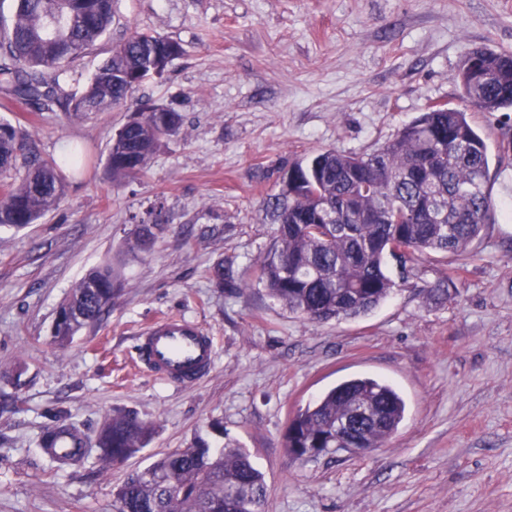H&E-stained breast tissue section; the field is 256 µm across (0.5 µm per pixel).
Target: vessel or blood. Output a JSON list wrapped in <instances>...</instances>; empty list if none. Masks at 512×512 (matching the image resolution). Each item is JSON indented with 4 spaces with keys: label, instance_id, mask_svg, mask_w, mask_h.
I'll list each match as a JSON object with an SVG mask.
<instances>
[{
    "label": "vessel or blood",
    "instance_id": "vessel-or-blood-1",
    "mask_svg": "<svg viewBox=\"0 0 512 512\" xmlns=\"http://www.w3.org/2000/svg\"><path fill=\"white\" fill-rule=\"evenodd\" d=\"M138 351L147 371L172 384L198 379L216 355L211 337L179 317L151 326L140 336Z\"/></svg>",
    "mask_w": 512,
    "mask_h": 512
}]
</instances>
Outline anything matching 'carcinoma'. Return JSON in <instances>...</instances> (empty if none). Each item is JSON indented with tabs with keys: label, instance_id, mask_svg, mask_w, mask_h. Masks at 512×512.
Segmentation results:
<instances>
[{
	"label": "carcinoma",
	"instance_id": "cac0c4a2",
	"mask_svg": "<svg viewBox=\"0 0 512 512\" xmlns=\"http://www.w3.org/2000/svg\"><path fill=\"white\" fill-rule=\"evenodd\" d=\"M114 0H13V16L0 29V91L39 112L60 110L69 118L124 107L136 121L128 137L113 141L106 161L112 181L143 175L163 139L177 134L181 113L133 99L152 73L163 77L184 54L182 45L134 30L112 47L79 93H67L60 76L110 29ZM484 78L462 77L463 98L480 112L512 108V53L484 50ZM31 151L28 131L0 121V174ZM85 155L68 145L59 159L31 161L20 178L0 182V226L34 224L55 210L67 186L61 167L79 170ZM293 178L265 202L275 225L259 261V281L292 314L327 323L365 315L384 302L396 283L385 272L389 242L406 248L404 264L422 255L465 253L492 220L490 162L483 136L467 113L446 105L425 110L379 150L353 154L320 151L290 165ZM153 239L140 227L127 251H147ZM218 288L243 289L218 264ZM124 283L107 260L90 269L57 313L54 341L70 342L112 307ZM405 404L389 383L374 378L346 381L306 407L288 425L287 448H315L317 455L351 446L366 454L394 435ZM152 437L151 426L117 412L77 457L95 451L109 468L136 456ZM263 474L249 455L229 443L213 448L198 436L175 453L132 474L114 493L113 512H260Z\"/></svg>",
	"mask_w": 512,
	"mask_h": 512
}]
</instances>
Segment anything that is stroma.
Listing matches in <instances>:
<instances>
[{
  "instance_id": "1",
  "label": "stroma",
  "mask_w": 512,
  "mask_h": 512,
  "mask_svg": "<svg viewBox=\"0 0 512 512\" xmlns=\"http://www.w3.org/2000/svg\"><path fill=\"white\" fill-rule=\"evenodd\" d=\"M181 43L135 100L184 117L149 170L115 184L105 163L126 110L72 120L6 105L36 158L81 146L59 207L0 226V512H112L129 476L195 435L243 448L264 475L263 512H512V112L470 109L455 80L466 51L512 52V0H116L112 26L61 85L79 92L131 31ZM467 111L491 157L495 218L464 257L388 259L391 296L367 315L312 324L259 283L270 244L263 201L291 163L324 149L370 153L431 103ZM160 208L150 251L125 255L136 218ZM120 263L111 309L71 342L51 338L59 305L90 268ZM246 283L216 288V264ZM447 288L435 300L432 289ZM179 316L213 336L201 378L174 385L139 366L140 334ZM392 384L405 415L385 447L300 460L292 414L339 383ZM154 436L112 470L95 455L55 468L40 440L74 427L94 438L113 411Z\"/></svg>"
}]
</instances>
